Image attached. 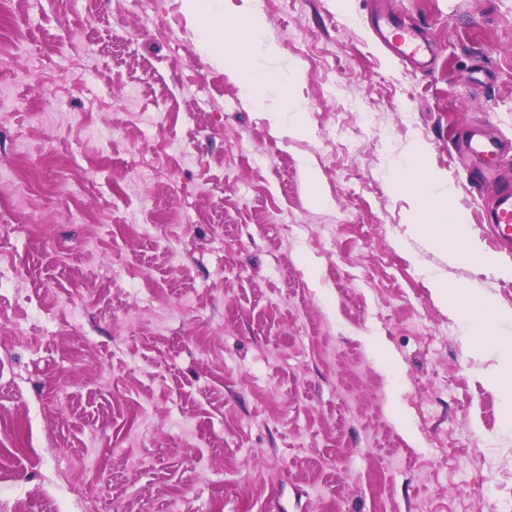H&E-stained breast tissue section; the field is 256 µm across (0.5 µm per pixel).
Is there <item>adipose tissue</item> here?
<instances>
[{
    "label": "adipose tissue",
    "mask_w": 512,
    "mask_h": 512,
    "mask_svg": "<svg viewBox=\"0 0 512 512\" xmlns=\"http://www.w3.org/2000/svg\"><path fill=\"white\" fill-rule=\"evenodd\" d=\"M183 11L199 35V48L237 79L246 99L255 100L269 83H277L279 97L270 107L272 127L288 137L299 138L308 132V121L292 93L296 68L286 78L273 80L270 61L277 56L276 46L265 36V21L252 15L246 28L225 20L223 0H183ZM397 186L412 195L415 213L408 226L410 235L448 250L450 257L464 264H489L477 244L465 237L461 214L450 203L451 188L443 177L425 170L417 150H410L405 161L391 173ZM428 286L435 302L459 318L480 326L485 344L500 351L498 364L488 377L505 400V422L512 424V311L504 310L487 297L476 296L474 289L450 287L447 280L433 276Z\"/></svg>",
    "instance_id": "adipose-tissue-1"
}]
</instances>
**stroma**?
Here are the masks:
<instances>
[{"label": "stroma", "instance_id": "35a3bbf8", "mask_svg": "<svg viewBox=\"0 0 512 512\" xmlns=\"http://www.w3.org/2000/svg\"><path fill=\"white\" fill-rule=\"evenodd\" d=\"M379 9L426 34L429 67L376 41ZM253 13L300 69L304 138L272 129L276 85L247 100L199 50L181 0L0 16L22 36L0 77V261L18 272L0 317L55 321L73 297L86 320L0 346V449L38 450L0 512L84 480L92 441L103 512H512L498 354L427 284L512 310V249L484 227L512 152L483 173L459 147L470 125L512 142V0H224L227 20ZM413 148L497 270L407 236L389 172Z\"/></svg>", "mask_w": 512, "mask_h": 512}]
</instances>
